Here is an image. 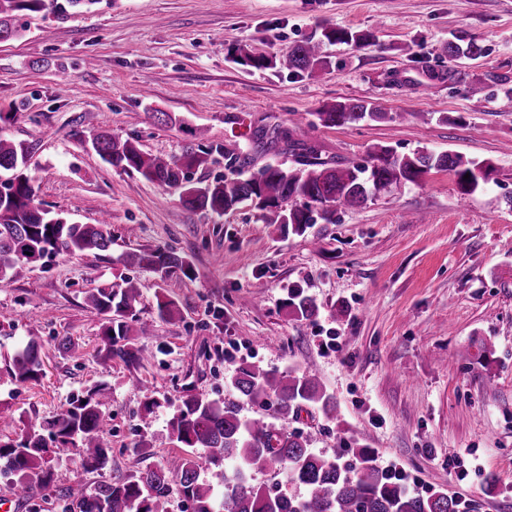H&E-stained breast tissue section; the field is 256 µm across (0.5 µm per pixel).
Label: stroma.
<instances>
[{
    "instance_id": "stroma-1",
    "label": "stroma",
    "mask_w": 512,
    "mask_h": 512,
    "mask_svg": "<svg viewBox=\"0 0 512 512\" xmlns=\"http://www.w3.org/2000/svg\"><path fill=\"white\" fill-rule=\"evenodd\" d=\"M18 25L19 38L0 42V112L12 115L0 136L29 146L44 208L79 224L109 213L112 245L103 256L22 264L0 282V437L20 434L22 415L52 417L105 384L111 463L94 473L72 457L53 464L57 484L94 486L179 453L168 428L179 398L234 402L255 417L258 407L230 384L236 367L314 366L336 417L310 407L290 422L313 448L366 447L412 491H445L468 512H512V109L496 85L512 78V0H101L63 19L30 13ZM326 27L376 41L324 43L330 65L310 74L276 67ZM458 31L486 55L460 63L458 84L419 92L428 71L447 69L442 47ZM244 51L270 67L237 63ZM471 83L483 93L467 94ZM346 99L408 118L317 126L307 141L321 159L360 163L376 145L449 150L491 164L490 179L465 195L454 175L434 170L297 233L248 203L221 216L188 210L178 190L109 166L90 145L107 129L177 156L189 128H203L222 153L193 178L210 182L243 153L253 172L294 166L286 143L255 142L254 130L293 128ZM157 111L171 122L157 124ZM156 247L186 256L192 275L124 265L126 253ZM132 274L137 319L153 336L138 340L140 361L99 363L104 318L87 293ZM295 288L315 301V318L290 312ZM166 296L181 318H159ZM32 336L45 374L11 382L3 356ZM58 336L74 348L59 353Z\"/></svg>"
}]
</instances>
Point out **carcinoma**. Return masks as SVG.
I'll return each instance as SVG.
<instances>
[{"label":"carcinoma","instance_id":"cac0c4a2","mask_svg":"<svg viewBox=\"0 0 512 512\" xmlns=\"http://www.w3.org/2000/svg\"><path fill=\"white\" fill-rule=\"evenodd\" d=\"M98 0H0V39L18 34L16 17L27 12H45L64 17L75 10L87 11ZM372 35L361 31L325 28L321 38L297 45L280 66L313 72L324 67L321 45L329 43L364 46ZM448 69L428 73V79L458 81L456 64L465 58L477 60L486 54L469 34L459 31L443 46ZM325 127H339L369 119H407V113L380 112L363 101L338 102L316 113ZM286 138L299 157L298 166L269 165L243 178L224 176L210 183L193 182L192 171L214 163L213 148L187 146L181 155L163 157L142 152L136 140L112 131H101L91 144L100 158L112 167L134 171L161 187L181 190L189 210L208 211L218 216L244 202L272 214L274 224H290L299 233L308 224L335 223L336 210L363 205L381 187L415 183L435 169L454 175L461 191L472 193L483 179L476 171L489 173L492 166L475 162L450 151L419 150L399 155L376 146L364 164H333L321 160L315 147L304 140L301 130H273ZM29 147L0 137V282L20 263H36L54 255L99 254L112 245L109 222L77 224L54 214L36 202L35 189L27 175ZM470 178H465V175ZM128 266L167 275L179 271L192 274L191 263L173 249L157 247L131 252ZM140 297L138 281L128 277L116 288H95L88 303L103 315L105 324L96 349L97 358L107 363L117 356L127 362L140 360L141 348L134 337L151 336L148 327L132 329ZM290 307L298 318L317 312L315 303L302 292L292 294ZM163 319L182 318L172 299L158 300ZM42 345L32 338L17 349L7 365V376L16 383L39 380L44 375ZM233 387L248 401L272 411L271 418L245 419L236 408L217 400L184 396L169 421L172 434L192 452L168 459L163 468L135 470L109 478L89 488L84 484L55 485L52 462L70 455L79 458L88 472L104 469L112 457L106 441V390L95 384L52 418L28 417L23 432L14 439L0 440V475L13 479L38 512L35 499L50 490L63 504V512H168L172 493L179 494L190 512H459L456 499L442 491L421 495L391 478L366 448L347 444L326 455L312 448L311 436L288 428V418H298L305 406H314L328 417L336 416V405L326 393L318 374L311 368L295 370L236 368ZM221 459L233 466L224 472V493L201 479L204 466ZM264 473L271 485L256 486L252 474ZM305 486L304 497L275 491L279 477Z\"/></svg>","mask_w":512,"mask_h":512}]
</instances>
